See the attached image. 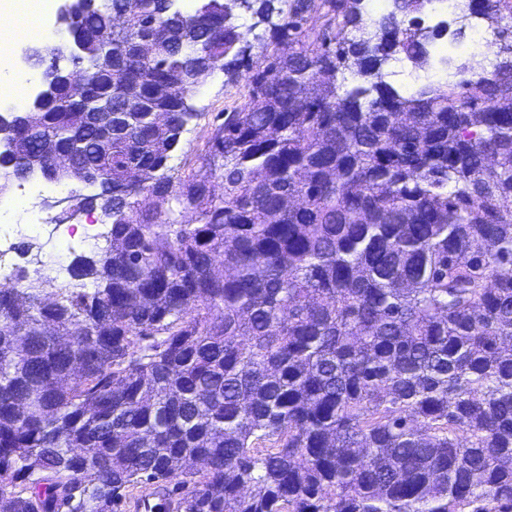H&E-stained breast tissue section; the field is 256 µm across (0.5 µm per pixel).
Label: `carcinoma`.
<instances>
[{
  "instance_id": "1",
  "label": "carcinoma",
  "mask_w": 512,
  "mask_h": 512,
  "mask_svg": "<svg viewBox=\"0 0 512 512\" xmlns=\"http://www.w3.org/2000/svg\"><path fill=\"white\" fill-rule=\"evenodd\" d=\"M362 2L290 0L218 164L178 180L188 95L244 61L238 0H104L29 49L56 92L0 116V139L26 132L0 194L73 143L99 187L74 207L109 230L70 268L92 287L0 285V512H119L139 484L152 512H512V43L490 73L457 65L461 91L402 95L379 69L428 63V0ZM457 7L512 20V0ZM91 34L115 71L107 44L71 54Z\"/></svg>"
}]
</instances>
